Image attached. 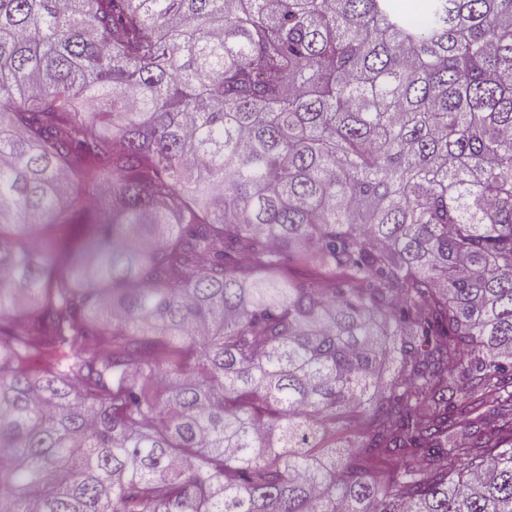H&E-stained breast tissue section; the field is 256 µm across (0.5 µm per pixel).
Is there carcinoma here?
<instances>
[{
    "instance_id": "obj_1",
    "label": "carcinoma",
    "mask_w": 512,
    "mask_h": 512,
    "mask_svg": "<svg viewBox=\"0 0 512 512\" xmlns=\"http://www.w3.org/2000/svg\"><path fill=\"white\" fill-rule=\"evenodd\" d=\"M420 2L0 0V512H512V0Z\"/></svg>"
}]
</instances>
